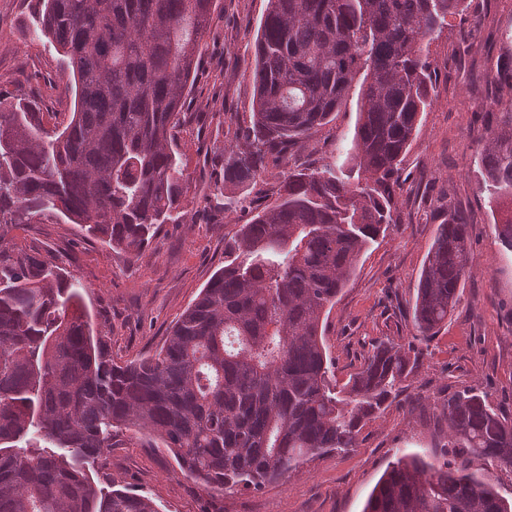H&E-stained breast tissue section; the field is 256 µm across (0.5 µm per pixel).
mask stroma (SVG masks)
Wrapping results in <instances>:
<instances>
[{
    "instance_id": "stroma-1",
    "label": "stroma",
    "mask_w": 512,
    "mask_h": 512,
    "mask_svg": "<svg viewBox=\"0 0 512 512\" xmlns=\"http://www.w3.org/2000/svg\"><path fill=\"white\" fill-rule=\"evenodd\" d=\"M465 36L450 19L430 42L433 104L419 117L401 165L397 221L361 257L347 288L327 312V352L339 383L357 372L374 345H407L414 333L410 308L428 248L439 224L464 216L472 265L459 303L439 328L405 388L363 426L356 448L303 465L263 490L208 497L179 469L166 448L129 438L107 456L114 487L149 496L157 512H363L388 464L444 441L439 422L448 389L474 386L512 412V250L498 237L504 207L481 191L480 156L501 126V104L512 88L495 80L496 63L512 56V0H467ZM268 0H216L203 40L200 67L176 130L186 182V221L166 224L139 256L116 255L79 225L61 221L11 231L17 246L37 249L82 286L92 326L113 357L154 353L181 314L224 264V244L274 199L271 179L249 187L245 207L207 219V152L221 149L215 127L225 114L248 116L252 102L253 40ZM35 0H0V102L23 100L66 121L74 93L55 48L33 35ZM353 81L335 117L294 150L292 163L345 165L337 148H350L360 108Z\"/></svg>"
}]
</instances>
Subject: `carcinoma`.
<instances>
[{
    "label": "carcinoma",
    "mask_w": 512,
    "mask_h": 512,
    "mask_svg": "<svg viewBox=\"0 0 512 512\" xmlns=\"http://www.w3.org/2000/svg\"><path fill=\"white\" fill-rule=\"evenodd\" d=\"M33 34L66 58L75 104L48 129L0 108V512H156L107 490L104 460L131 432L169 448L210 495L258 491L307 460L357 447L454 311L469 224L439 225L403 350L372 348L338 385L321 322L361 253L393 221L400 164L432 104L424 40L466 0H269L256 32L252 112L213 168L217 204L330 122L357 72L356 180L336 162L277 180L276 200L224 244V267L155 353L118 363L93 335L79 284L9 232L51 218L137 256L185 219L172 131L215 0H39ZM481 157V189L512 201V103ZM446 441L399 457L363 512H512L475 460L512 462V418L473 388L441 406ZM95 475H90V472Z\"/></svg>",
    "instance_id": "obj_1"
}]
</instances>
